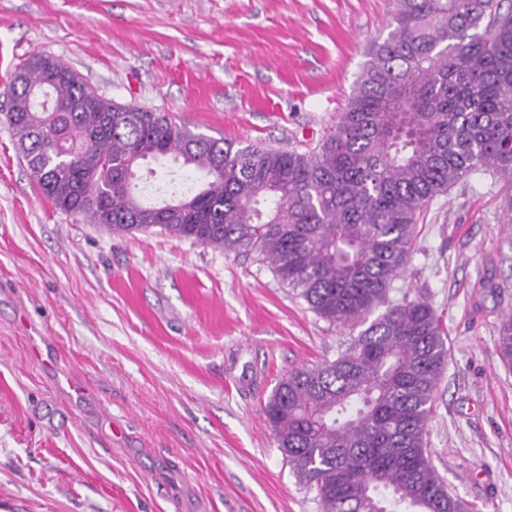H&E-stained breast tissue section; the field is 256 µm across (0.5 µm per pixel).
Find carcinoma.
<instances>
[{
	"instance_id": "1",
	"label": "carcinoma",
	"mask_w": 512,
	"mask_h": 512,
	"mask_svg": "<svg viewBox=\"0 0 512 512\" xmlns=\"http://www.w3.org/2000/svg\"><path fill=\"white\" fill-rule=\"evenodd\" d=\"M391 30L336 126L309 152L191 132L114 103L50 55L19 64L0 113L55 208L117 233L153 228L262 256L320 317L363 327L336 360L289 373L263 412L321 512H476L433 467L426 429L447 330L420 300L386 305L423 210L471 171L512 191V8L502 0H397ZM174 155L204 187L149 203L148 158ZM499 351L512 365V315Z\"/></svg>"
}]
</instances>
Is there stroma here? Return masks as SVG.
I'll return each instance as SVG.
<instances>
[{
	"mask_svg": "<svg viewBox=\"0 0 512 512\" xmlns=\"http://www.w3.org/2000/svg\"><path fill=\"white\" fill-rule=\"evenodd\" d=\"M395 0H0L13 69L55 56L95 92L195 133L307 151L335 126ZM140 187L199 188L146 160ZM448 328L427 448L478 512H512V204L478 170L418 221L390 302ZM257 253L56 210L0 125V512H321L263 413L288 373L357 336ZM81 385L70 391L69 382Z\"/></svg>",
	"mask_w": 512,
	"mask_h": 512,
	"instance_id": "stroma-1",
	"label": "stroma"
}]
</instances>
